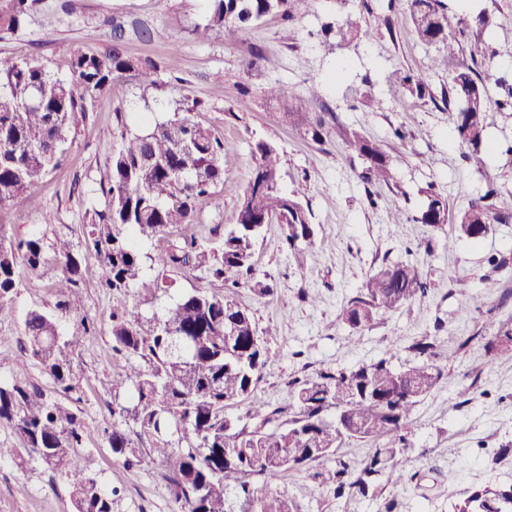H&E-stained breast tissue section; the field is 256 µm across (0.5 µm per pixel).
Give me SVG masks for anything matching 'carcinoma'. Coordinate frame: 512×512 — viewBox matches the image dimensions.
<instances>
[{
  "label": "carcinoma",
  "instance_id": "carcinoma-1",
  "mask_svg": "<svg viewBox=\"0 0 512 512\" xmlns=\"http://www.w3.org/2000/svg\"><path fill=\"white\" fill-rule=\"evenodd\" d=\"M35 0H0V34L14 32L30 14ZM293 0H207L206 22L191 33L206 38L214 30L224 41L235 42L254 23L278 16L291 18ZM417 38L441 43L447 53L435 58L438 67L456 57L458 39L448 34L450 20L444 0H409ZM363 19L351 15L338 27L343 42L360 37ZM124 30L113 28L112 52H79L71 61L70 79L50 77L37 61L0 65V204L34 193L49 169L64 153L77 113L87 112V102L104 91L115 75L136 71L155 84L159 65L151 59L132 60L121 50ZM396 80L411 95L423 99L429 90L409 74ZM451 90L459 101L455 130L459 141L474 149L482 145L490 104L477 69L461 65L452 73ZM267 96L283 118L299 108L284 85L271 86ZM118 146L112 156V176L106 210L99 223L89 225L86 247L101 259L98 283H88L81 272L83 253L61 238L47 245L36 229L25 235L6 236L0 226V307L13 300L21 286L22 269L35 272L53 262L61 275L51 285L56 302L52 309H31L24 318V339L0 335V354L14 350L33 360L47 377L44 387L25 376L0 377V426L9 427L20 447L0 443V460L22 465L38 460L52 469L81 470L78 453L84 440L80 404L82 397L70 358L71 342L59 332L63 318L74 319L83 334H96L94 322L84 312L88 288L114 291L130 288L141 278L145 260L164 278L169 272L201 271L224 282V293L194 290L179 295L161 313L144 317L124 306L110 315L112 351L144 360L145 370L112 373V424L103 433L112 452L131 462L135 449L149 444L163 464L183 512H295L296 506L277 491L275 484L292 469L331 456L336 468L328 473L334 494L367 495L373 477L403 480L402 430L413 407L436 385L439 373L426 363L400 369L380 360L369 365L295 381L288 390L289 406L297 408L288 426L269 429L270 416L253 407L252 428H239L225 409L248 397L269 356L256 335L253 320L235 298L242 285L260 294L270 288L252 282L253 249L267 224L286 222L285 240L296 246L307 240L310 219L298 200L280 187L277 150L265 140L254 142L257 160L253 177L241 197L234 224L222 236L204 244L192 235L176 234L182 224H194L213 189L224 182L232 159L224 143L200 124L178 111L145 133H133L117 117ZM349 147L367 166L364 181L388 182L389 157L381 145L359 133L347 137ZM490 188L457 217L450 216L440 195H430L420 222L436 226L455 223L461 237L477 239L503 215L489 200ZM163 239L166 246L151 256L141 241ZM428 284L418 269L405 262L381 266L364 284L362 292L342 309L341 319L355 329L371 324L381 311H393L427 294ZM336 410V420L323 412ZM133 422L137 430L124 424ZM388 437L374 449L360 469L337 457L346 440ZM262 477V484L246 480ZM75 512H112V494L87 476L73 486ZM459 512H512V490H483L465 500Z\"/></svg>",
  "mask_w": 512,
  "mask_h": 512
}]
</instances>
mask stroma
Masks as SVG:
<instances>
[{
  "label": "stroma",
  "instance_id": "35a3bbf8",
  "mask_svg": "<svg viewBox=\"0 0 512 512\" xmlns=\"http://www.w3.org/2000/svg\"><path fill=\"white\" fill-rule=\"evenodd\" d=\"M369 11L389 15L391 30L340 42L335 25L347 14ZM205 16L206 0H39L24 25L0 39V61L36 59L51 77L66 80L73 55L111 50L119 24L127 56L161 65L155 85L130 71L95 96L71 129L62 163L39 185L38 205L23 196L0 205V224L12 234L38 227L46 237L61 232L83 244L86 225L108 204L117 117L136 132L139 115L161 120L184 100L197 101L191 120L223 141L233 163L203 205L200 222L184 226V233L206 241L216 225L232 224L259 139L277 148L281 188L298 192L313 230L291 248L283 226L268 224L254 247L253 278L273 291L261 295L246 286L237 299L272 363L226 416L242 425L251 407L263 404L277 426L293 416L288 389L294 380L382 359L400 368L417 361L414 346L423 340L441 352L433 360L441 377L403 431L405 482L381 475L367 496L338 498L326 481L336 460L328 458L286 472L279 491L297 512H458L476 491L512 488V353L490 346L499 327L512 324V111L490 110L487 149L476 153L458 142L446 100L451 72L434 67L438 48L417 39L407 0H295L290 21L265 18L234 44L220 32L194 38L191 29ZM458 16L457 63L477 60L491 100L506 98L512 90V0H467ZM256 50L261 58L248 68ZM398 73L421 78L430 97H411L395 81ZM176 78L182 81L178 95L169 88ZM275 84L300 98L303 115H323L331 136L313 141L301 117L281 118L266 97ZM345 130L383 145L393 161L390 183L363 182L366 163L347 147ZM491 185L498 190L495 209L509 219L492 223L480 241L458 236L450 223H420L431 193L455 215ZM47 214L52 223H44ZM397 262L419 265L432 283L427 296L380 313L359 331L344 323L340 313L366 278ZM58 273L53 263L24 273L17 296L0 307V334L21 336L27 310L53 307L50 284ZM154 279L149 270L127 293L87 295L95 335L62 320L82 381L81 453L88 467L80 474L36 460L22 468L0 461V512H74L73 485L85 474L114 491L112 512H178L175 488L149 448H139L128 463L103 435L113 371L145 366L112 351L109 314L124 304L148 317L174 295L197 288L220 294L224 285L198 271L178 274L167 291Z\"/></svg>",
  "mask_w": 512,
  "mask_h": 512
}]
</instances>
